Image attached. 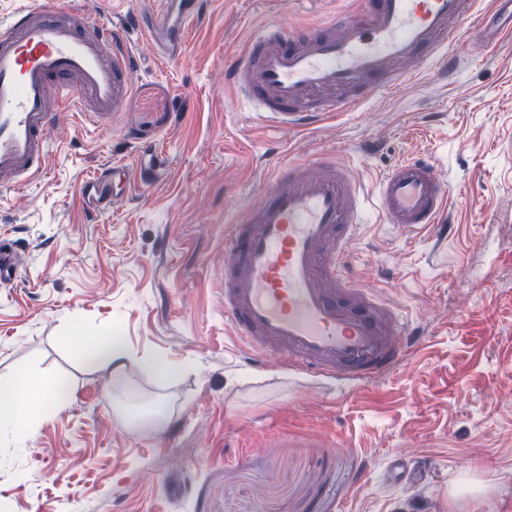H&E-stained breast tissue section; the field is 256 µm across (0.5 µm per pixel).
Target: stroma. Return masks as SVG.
Listing matches in <instances>:
<instances>
[{
  "label": "stroma",
  "mask_w": 512,
  "mask_h": 512,
  "mask_svg": "<svg viewBox=\"0 0 512 512\" xmlns=\"http://www.w3.org/2000/svg\"><path fill=\"white\" fill-rule=\"evenodd\" d=\"M86 2L130 23L138 66L119 112L94 131L61 113L44 176L0 195V249L22 263L0 284V386L25 368L68 390L0 435V512H512V45L460 22L448 82L427 51L358 109L274 129L226 83L228 61L264 26L311 30L349 0H209L170 62L133 27L148 0ZM145 149L164 161L156 183L131 178L85 212L84 180ZM325 153L368 186L399 159L432 163L451 198L443 242L363 215L359 284L422 333L375 382L254 361L224 320L225 224L275 165L309 172ZM109 332L137 359L117 381L71 343ZM156 405L166 428L135 423Z\"/></svg>",
  "instance_id": "obj_1"
}]
</instances>
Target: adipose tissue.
Returning <instances> with one entry per match:
<instances>
[{
	"mask_svg": "<svg viewBox=\"0 0 512 512\" xmlns=\"http://www.w3.org/2000/svg\"><path fill=\"white\" fill-rule=\"evenodd\" d=\"M82 362L91 368L105 369L120 376L133 357L119 336H101L83 339L77 346ZM59 380L45 377L31 379L27 370H20L16 390L8 408H0V430L18 429L29 425L34 406L51 407L59 402Z\"/></svg>",
	"mask_w": 512,
	"mask_h": 512,
	"instance_id": "ef3b65f1",
	"label": "adipose tissue"
}]
</instances>
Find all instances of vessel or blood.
I'll return each mask as SVG.
<instances>
[{
    "mask_svg": "<svg viewBox=\"0 0 512 512\" xmlns=\"http://www.w3.org/2000/svg\"><path fill=\"white\" fill-rule=\"evenodd\" d=\"M355 10L332 19L308 38L268 26L249 39L227 68L240 97L270 127H304L358 107L389 88L398 68L431 48L445 66L458 59L449 46V22L469 18L488 32L490 11L478 0H356ZM204 0H161L150 9L147 36L159 52L182 45ZM496 31V30H493ZM512 39V22L496 31ZM123 24L102 22L91 9H60L20 0L0 20V188L44 174L50 146L46 129L63 112L111 118L124 77L137 59ZM355 89L354 97L317 101L315 92ZM156 159L101 171L82 186V202L102 211L119 195L112 189L139 173L153 181ZM273 187L224 235V316L254 353L278 350L299 374L341 383H368L391 373L410 353L418 328L404 322L372 291L360 288L352 242L366 202L385 223L436 230L450 203L434 167L401 159L366 187L332 158L315 173L300 165L277 167Z\"/></svg>",
    "mask_w": 512,
    "mask_h": 512,
    "instance_id": "obj_1",
    "label": "vessel or blood"
}]
</instances>
